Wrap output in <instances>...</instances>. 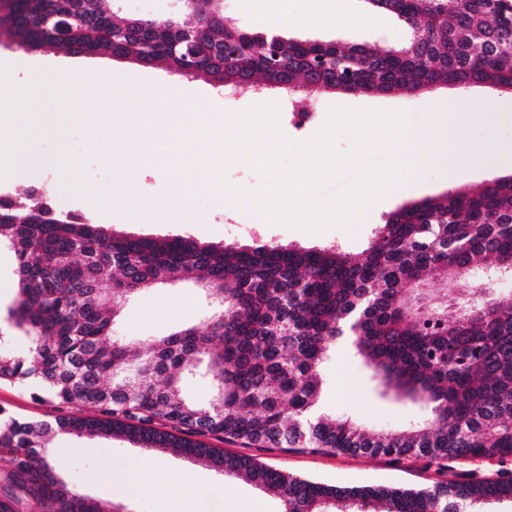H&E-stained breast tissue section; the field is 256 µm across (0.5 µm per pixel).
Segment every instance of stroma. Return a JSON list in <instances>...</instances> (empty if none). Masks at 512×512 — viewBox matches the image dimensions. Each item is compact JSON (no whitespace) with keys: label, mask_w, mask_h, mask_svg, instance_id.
<instances>
[{"label":"stroma","mask_w":512,"mask_h":512,"mask_svg":"<svg viewBox=\"0 0 512 512\" xmlns=\"http://www.w3.org/2000/svg\"><path fill=\"white\" fill-rule=\"evenodd\" d=\"M271 15L286 19L279 32L288 38H309L359 44L378 50L395 48L406 38L402 21L395 15L379 13V23L370 27L361 21L367 12L362 0H273ZM323 10L349 16L346 25L307 27L298 16ZM0 63L22 70L40 67L44 76L62 69L92 76L102 71L123 78L127 105L131 111L145 113L154 127L165 121V101L175 97L183 111L225 113L224 95L205 77H183L172 73L160 62L142 65L110 56H80L58 48L21 51L8 36H0ZM441 98L454 99L459 111L474 115L466 138L475 148L486 150L492 158L482 161L466 159L455 182L436 173H428L410 190L388 196L368 218L352 228H333L309 234L280 225L257 224L247 213L218 216L216 223L205 218L216 214L220 206L217 195L199 191L193 196L194 224H169L157 220L148 224L128 222L129 214L142 204L143 197H165L173 193L169 172L154 164L144 173L138 191H131L125 171L120 166L101 164L100 156L107 138L90 141L83 137L85 124L103 122L102 105L94 99L80 102L75 121L63 136L39 139L38 148L57 167L44 179L48 201L59 214H78L92 224L112 227L115 232L135 237L165 238L188 236L200 243H237L251 245L272 240L282 245L321 248L340 245L348 252L361 253L368 245L376 225L397 206L427 197L439 196L460 185L470 189L512 174V92L495 87L472 85L461 89L439 84L421 92H396L386 96L332 94L324 91L296 94L297 109L310 103L322 106L341 105L356 108L401 109L409 115V126L421 128L431 105ZM99 197L112 207L111 216L94 211L91 199ZM206 317V302L194 283L182 280L165 285H151L130 298L123 315L114 326L117 335L129 340L163 336L185 325L201 324ZM322 395L323 409L364 421L368 426L385 430L414 419L417 411L411 403H392L374 392L369 373L344 346H337L326 370ZM0 408L23 421H54L60 408L37 398L31 390L0 385ZM225 453L250 455L281 472L311 478L329 485L344 487L388 486L426 488L445 477L492 478L503 466L497 460L459 459L448 468L424 460L393 463L365 455L303 454L281 448H248L235 442H223ZM51 462L66 482L77 484L86 494L122 505L125 512H163L176 504L179 512H208L207 505L220 501L222 512H282L278 497L265 493L254 484L225 479L204 464L162 450L149 451L121 438L54 435L50 448ZM186 474L180 485H173L171 474Z\"/></svg>","instance_id":"obj_1"}]
</instances>
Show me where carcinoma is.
Wrapping results in <instances>:
<instances>
[{
    "label": "carcinoma",
    "instance_id": "1",
    "mask_svg": "<svg viewBox=\"0 0 512 512\" xmlns=\"http://www.w3.org/2000/svg\"><path fill=\"white\" fill-rule=\"evenodd\" d=\"M108 0H15L3 29L36 47L138 56L177 72L238 75L289 88L318 77L347 94L415 91L438 83L512 89V0H365L391 13L408 39L388 51L271 37L196 7L199 49L174 50L173 22L120 17ZM315 60L328 67L316 74ZM0 201V247L16 258L17 298L0 328V385L36 388L66 413L56 427L0 408V512H124L62 481L42 456L53 429L120 436L244 478L279 497L284 512H483L512 501V471L448 479L423 489L340 488L283 474L205 441L300 453L360 454L393 463L512 458V296L464 288L424 311L425 284L512 266V176L406 204L353 254L266 242L204 245L136 238L59 215L48 202ZM188 277L209 314L201 325L133 346L112 335L128 299ZM28 339L12 349L11 333ZM371 372L380 395L424 414L373 430L321 408L338 340ZM210 390L200 403L192 381Z\"/></svg>",
    "mask_w": 512,
    "mask_h": 512
}]
</instances>
